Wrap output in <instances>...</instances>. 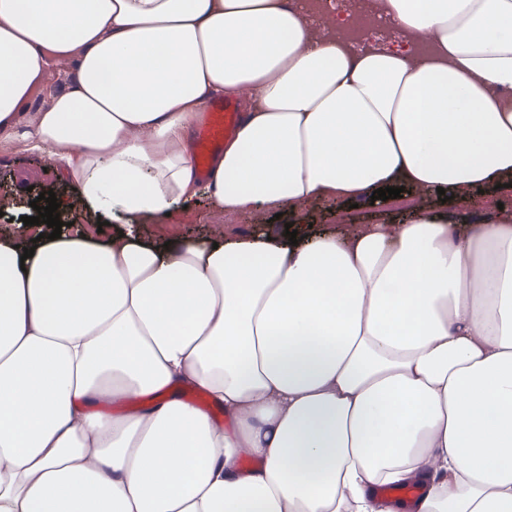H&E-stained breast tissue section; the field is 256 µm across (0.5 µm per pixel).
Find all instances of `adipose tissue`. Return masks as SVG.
<instances>
[{"label": "adipose tissue", "mask_w": 512, "mask_h": 512, "mask_svg": "<svg viewBox=\"0 0 512 512\" xmlns=\"http://www.w3.org/2000/svg\"><path fill=\"white\" fill-rule=\"evenodd\" d=\"M381 9L398 40L357 46L288 0H0V145L123 227L0 240V512H397L372 489L399 482L512 512V209L467 219L512 185V0ZM222 96L244 119L203 180ZM401 186L403 223L302 221ZM202 196L300 238L147 235Z\"/></svg>", "instance_id": "ef3b65f1"}]
</instances>
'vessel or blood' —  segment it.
<instances>
[{
  "label": "vessel or blood",
  "instance_id": "b4317fda",
  "mask_svg": "<svg viewBox=\"0 0 512 512\" xmlns=\"http://www.w3.org/2000/svg\"><path fill=\"white\" fill-rule=\"evenodd\" d=\"M241 121L242 114L231 99L207 106L205 120L195 134V163L200 177H207L214 157L235 136Z\"/></svg>",
  "mask_w": 512,
  "mask_h": 512
}]
</instances>
